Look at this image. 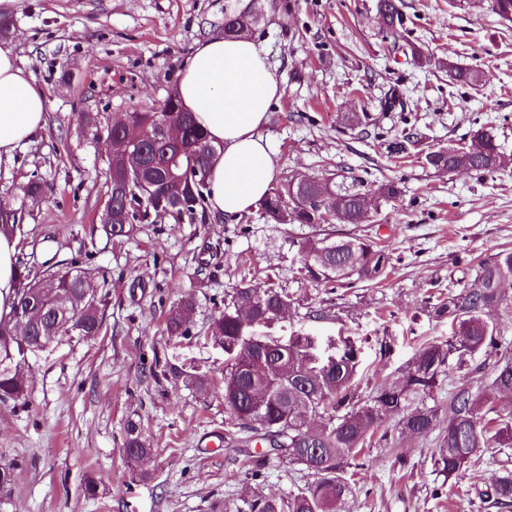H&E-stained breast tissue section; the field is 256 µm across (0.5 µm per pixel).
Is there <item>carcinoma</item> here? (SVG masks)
<instances>
[{"mask_svg":"<svg viewBox=\"0 0 512 512\" xmlns=\"http://www.w3.org/2000/svg\"><path fill=\"white\" fill-rule=\"evenodd\" d=\"M255 0L224 14V31L250 26ZM382 25L388 31L404 24L395 0H377ZM454 81L470 87L484 81L480 70L456 67ZM81 122L98 138L113 127L134 122L149 132L147 152L136 148L109 157L105 172L112 205L102 231L109 239L130 236L136 225L157 215L180 224L193 223L205 200L207 172L217 148L192 113L183 110L176 95L156 108L127 112L101 129L98 117L85 114ZM477 149L461 145L431 148L425 163L450 174L491 173L512 163L497 142L492 127L475 131ZM331 188L322 179L302 182L288 177L272 184L260 203L263 215L277 224H302L313 235L299 245L300 266L295 278L316 284L373 282L392 267V253L372 235L325 233L331 224H362L364 204L373 201L375 212L401 193L398 182L382 181L365 189L355 179L334 193L330 209L316 205V197ZM48 185L32 180L21 187V204L33 205L47 195ZM0 212L13 219L0 220V232L16 235L20 225L6 199ZM470 278L448 284L428 297L427 307L437 317H446L456 327L454 339L444 346L423 348L413 363L395 381H381L367 393L356 384V353L346 343L335 358L320 361L313 353L311 337L298 334L282 341L258 332L279 320L282 303L306 308L314 319H331V310L316 307L312 298L283 289L242 284L224 296V308L209 320L206 335L224 348V440L235 444L260 476L269 456H275L314 477L285 498L259 491L250 495L243 512H342L352 494L356 478L365 470V449L399 447L406 438L427 437L441 432L432 457L435 470L445 479L459 478L472 463L495 448L512 446V353L496 362L490 386L497 399L483 396V377L465 371L477 352H497L496 326L488 320L494 311H512V298L504 286L512 283V251L504 250L470 266ZM104 299L89 287L82 268L71 263L36 271L18 265L17 288L9 313L0 317V403L25 408L29 392L25 375L26 356L59 342L73 333L97 337L103 326ZM194 308L192 296L172 307L166 329L172 336L189 333L188 316ZM461 372L451 382L448 401L439 398V377ZM265 445L259 455L252 444ZM123 454L137 463L151 456L150 439L141 421L129 418L124 425ZM502 475L486 490L476 492L494 505H512V462L501 461Z\"/></svg>","mask_w":512,"mask_h":512,"instance_id":"obj_1","label":"carcinoma"}]
</instances>
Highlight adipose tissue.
I'll list each match as a JSON object with an SVG mask.
<instances>
[{
	"instance_id": "obj_1",
	"label": "adipose tissue",
	"mask_w": 512,
	"mask_h": 512,
	"mask_svg": "<svg viewBox=\"0 0 512 512\" xmlns=\"http://www.w3.org/2000/svg\"><path fill=\"white\" fill-rule=\"evenodd\" d=\"M283 93L262 50L249 35L211 37L197 44L178 94L219 147L210 163L212 214L241 216L266 195L276 165L258 131ZM47 100L11 48L0 47V156H9L45 124Z\"/></svg>"
}]
</instances>
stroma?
Instances as JSON below:
<instances>
[{
  "instance_id": "obj_1",
  "label": "stroma",
  "mask_w": 512,
  "mask_h": 512,
  "mask_svg": "<svg viewBox=\"0 0 512 512\" xmlns=\"http://www.w3.org/2000/svg\"><path fill=\"white\" fill-rule=\"evenodd\" d=\"M404 24L386 32L377 0H259L248 28L283 94L259 134L276 160V179L329 178L338 185L397 181L400 196L377 217L397 256L379 284L303 291L332 305L336 320L296 308L269 330L314 337L320 348L347 339L360 386L398 378L419 351L453 336L428 311L430 292L466 277L469 263L512 250V167L448 174L426 165L431 147L471 141L495 127L512 155V22L487 0H397ZM229 0H17L7 40L48 101L46 122L12 158L0 160V196L31 180L49 200L24 209L19 255L34 269L73 259L108 295L100 336L63 338L27 356L29 408L0 404V460L17 465L0 487L7 512H216L245 490L287 496L308 477L270 459L253 478L224 447V351L205 330L224 293L244 281L292 287L298 244L309 228L277 224L252 210L234 220L193 224L162 218L112 242L97 227L107 200L110 147L93 140L80 114L100 122L153 107L175 92L196 44L224 33ZM478 69L482 85L456 86L450 67ZM357 114L359 126L343 123ZM417 128L420 143L405 142ZM195 308L187 336L166 330L185 296ZM207 375L206 392L186 384ZM143 421L150 459L123 448L128 417ZM436 435L402 448H375L345 512H499L476 496L500 473L501 453L485 454L447 481L432 459ZM99 496L85 498V479ZM447 493L435 496L438 486Z\"/></svg>"
}]
</instances>
